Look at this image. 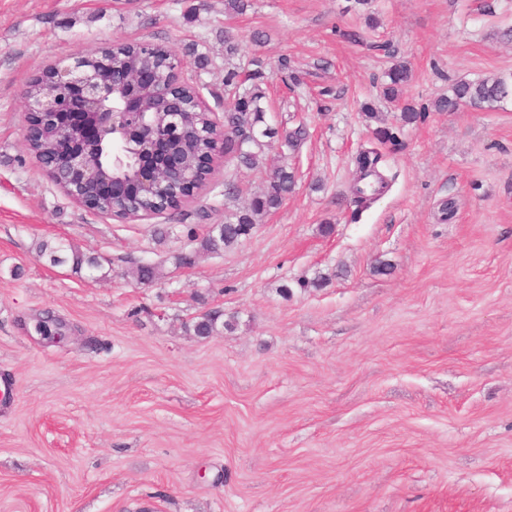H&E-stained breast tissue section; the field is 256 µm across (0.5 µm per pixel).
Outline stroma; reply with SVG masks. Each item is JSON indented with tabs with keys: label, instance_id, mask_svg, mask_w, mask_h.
Returning a JSON list of instances; mask_svg holds the SVG:
<instances>
[{
	"label": "stroma",
	"instance_id": "1",
	"mask_svg": "<svg viewBox=\"0 0 512 512\" xmlns=\"http://www.w3.org/2000/svg\"><path fill=\"white\" fill-rule=\"evenodd\" d=\"M509 27L512 0H0V512H512V101L433 107L512 74ZM223 30L275 121L307 129L295 191L237 244L196 243L225 184H265L231 158L179 210L124 220L28 152L26 83L118 43L181 56L223 121ZM401 62L409 125L381 95ZM372 148L389 185L359 211ZM43 240L104 276L39 260ZM142 261L159 280H135ZM509 97L512 99L511 81L503 76H488L476 81H458L451 87V94L434 102L438 112H454L461 105L492 111L501 107Z\"/></svg>",
	"mask_w": 512,
	"mask_h": 512
}]
</instances>
